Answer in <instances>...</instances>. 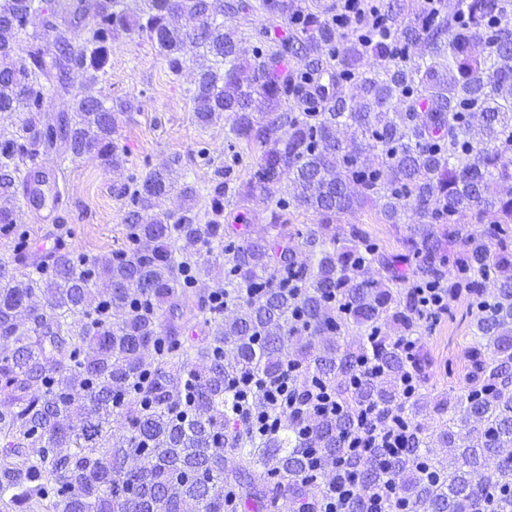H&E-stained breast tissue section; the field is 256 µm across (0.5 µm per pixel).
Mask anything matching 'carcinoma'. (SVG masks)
Returning a JSON list of instances; mask_svg holds the SVG:
<instances>
[{
  "instance_id": "obj_1",
  "label": "carcinoma",
  "mask_w": 512,
  "mask_h": 512,
  "mask_svg": "<svg viewBox=\"0 0 512 512\" xmlns=\"http://www.w3.org/2000/svg\"><path fill=\"white\" fill-rule=\"evenodd\" d=\"M230 13L264 21L250 58L241 31L224 27ZM511 16L512 0H458L438 15L408 0L401 22L389 0L360 12L325 0H69L59 13L45 0H0V121L12 126L0 131V230L15 224L18 197L36 192L28 164L57 146L124 167L95 85L112 40L133 29L175 75L188 54L200 58L201 127L222 118L231 140L262 150L235 195L283 188L279 209L314 216L301 249L277 212L274 235L235 245L222 183L204 223L192 206L149 216L175 183L166 164L116 189L129 249L56 248L28 272L21 247L0 257V512H322L327 464L367 404L380 426L396 409L411 425L409 447L384 469L354 459L344 470L388 486V508L512 512ZM278 21L288 37L270 45ZM37 27L51 49L21 56ZM287 55L305 65L283 69ZM75 69L86 83L73 114L37 127L45 94ZM366 204L378 223L405 225L402 252L354 225L337 236L339 215ZM197 246L228 255L207 293L193 284L210 268L184 255ZM374 264L378 276L365 277ZM410 264L448 299L470 298V366L455 396L403 393L429 365L423 349L401 347L427 323L415 287H402ZM193 319L208 328L198 344L184 336ZM352 325L365 328V347L339 343ZM364 356L374 370L357 381ZM290 361L299 388L329 391L340 414L308 428L307 415L283 411L280 429L260 432L226 411L240 373L273 378Z\"/></svg>"
}]
</instances>
